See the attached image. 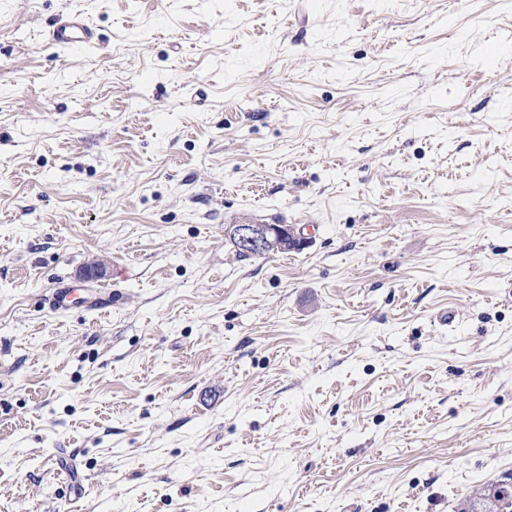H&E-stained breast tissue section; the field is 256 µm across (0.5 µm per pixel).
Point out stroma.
<instances>
[{"label":"stroma","mask_w":512,"mask_h":512,"mask_svg":"<svg viewBox=\"0 0 512 512\" xmlns=\"http://www.w3.org/2000/svg\"><path fill=\"white\" fill-rule=\"evenodd\" d=\"M73 10L96 46L45 42ZM248 221L308 243L238 257ZM499 484L512 0H0V512Z\"/></svg>","instance_id":"35a3bbf8"}]
</instances>
